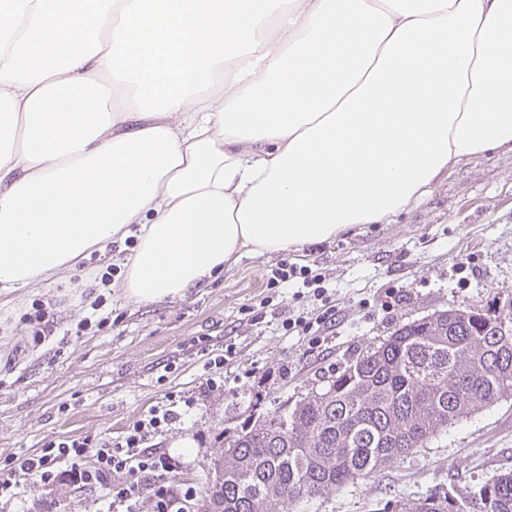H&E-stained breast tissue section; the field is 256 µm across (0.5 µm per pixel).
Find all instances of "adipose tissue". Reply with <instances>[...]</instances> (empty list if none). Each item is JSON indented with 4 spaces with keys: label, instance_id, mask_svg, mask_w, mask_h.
<instances>
[{
    "label": "adipose tissue",
    "instance_id": "ef3b65f1",
    "mask_svg": "<svg viewBox=\"0 0 512 512\" xmlns=\"http://www.w3.org/2000/svg\"><path fill=\"white\" fill-rule=\"evenodd\" d=\"M512 151V0H0V291L115 241L128 298Z\"/></svg>",
    "mask_w": 512,
    "mask_h": 512
}]
</instances>
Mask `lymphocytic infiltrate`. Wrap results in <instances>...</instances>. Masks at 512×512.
<instances>
[{"label": "lymphocytic infiltrate", "mask_w": 512, "mask_h": 512, "mask_svg": "<svg viewBox=\"0 0 512 512\" xmlns=\"http://www.w3.org/2000/svg\"><path fill=\"white\" fill-rule=\"evenodd\" d=\"M175 416L169 408L155 410L133 424L123 443L115 446L88 436L58 439L45 443L40 453L11 459L0 470V512H14L22 483L46 485L66 473L82 485L105 486L110 512H134V502L141 499L150 502L152 512H190L198 489L189 486L176 492L160 482L158 476L169 463L146 448L150 433Z\"/></svg>", "instance_id": "obj_1"}]
</instances>
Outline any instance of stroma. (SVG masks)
I'll return each instance as SVG.
<instances>
[{"label": "stroma", "instance_id": "obj_1", "mask_svg": "<svg viewBox=\"0 0 512 512\" xmlns=\"http://www.w3.org/2000/svg\"><path fill=\"white\" fill-rule=\"evenodd\" d=\"M131 243L64 271L52 284L0 294V466L39 453L51 440L91 435L123 441L127 430L165 403L195 396L194 406L154 434L167 455L168 486L203 490L226 437L321 388L332 371L380 343L399 325L452 307L483 309L512 296V151L497 149L449 165L428 193L404 211L360 224L300 251L249 256L184 299L142 304L128 299L122 264ZM322 274V289L301 280L271 286L281 261ZM111 274L91 286V273ZM44 306L53 331L34 343L24 323ZM335 321L309 333L285 319L315 322L325 306ZM262 313L260 323L249 312ZM92 322L78 329L84 317ZM209 349L197 351V338ZM233 348L223 369L210 358ZM224 385L202 392L206 378ZM195 455L173 454L180 437ZM512 470V398L461 420L372 478L319 501L318 512H385L442 486L479 490ZM104 487L27 482L26 512H100Z\"/></svg>", "mask_w": 512, "mask_h": 512}]
</instances>
